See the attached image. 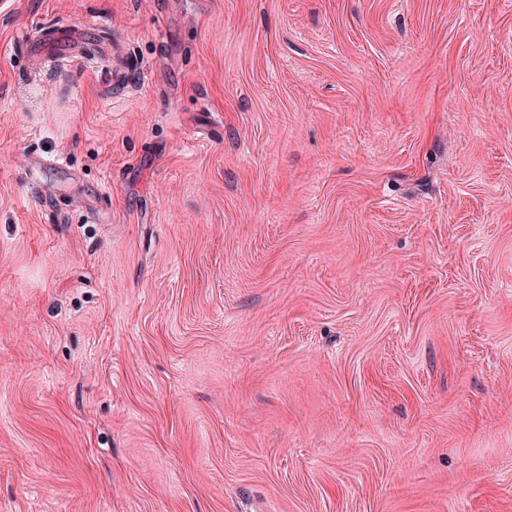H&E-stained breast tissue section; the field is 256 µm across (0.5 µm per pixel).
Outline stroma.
I'll return each mask as SVG.
<instances>
[{
  "label": "stroma",
  "mask_w": 512,
  "mask_h": 512,
  "mask_svg": "<svg viewBox=\"0 0 512 512\" xmlns=\"http://www.w3.org/2000/svg\"><path fill=\"white\" fill-rule=\"evenodd\" d=\"M0 512H512V0H0ZM72 31L73 29L56 31L54 36L45 43V52L52 57L62 58L67 53L75 51L81 41H73L75 37L72 36Z\"/></svg>",
  "instance_id": "obj_1"
}]
</instances>
